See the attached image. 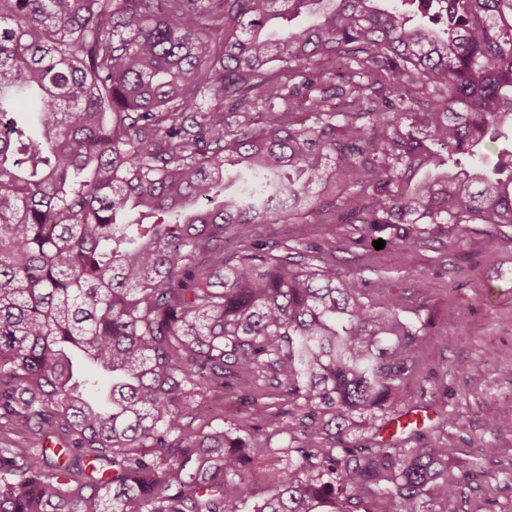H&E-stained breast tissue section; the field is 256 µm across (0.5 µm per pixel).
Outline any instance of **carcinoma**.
I'll return each instance as SVG.
<instances>
[{
    "mask_svg": "<svg viewBox=\"0 0 512 512\" xmlns=\"http://www.w3.org/2000/svg\"><path fill=\"white\" fill-rule=\"evenodd\" d=\"M511 135L512 0H0V427L28 439L0 448V512H396L433 488L457 512L483 472L434 438L306 432L310 473L259 498L255 428L207 396L399 401L423 326L259 227L317 217L397 255L512 226V153L486 154ZM224 387V394L211 401V407L215 415L224 418V427L228 428L230 424L237 423L238 420L252 418L251 410L246 404L244 397L249 394L243 392L235 383Z\"/></svg>",
    "mask_w": 512,
    "mask_h": 512,
    "instance_id": "obj_1",
    "label": "carcinoma"
}]
</instances>
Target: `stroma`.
<instances>
[{
	"label": "stroma",
	"instance_id": "35a3bbf8",
	"mask_svg": "<svg viewBox=\"0 0 512 512\" xmlns=\"http://www.w3.org/2000/svg\"><path fill=\"white\" fill-rule=\"evenodd\" d=\"M339 225L331 246L336 268L362 278L368 302L394 308L425 325L421 360L406 381L401 403L378 412L375 428L360 416L342 420L319 412L307 417L297 402L285 401L291 430L261 427L262 444L250 475L258 494H267L289 464L299 461L303 430L318 440L336 438L340 448L377 446L388 423L415 409L427 410L421 436L406 433L398 448H418L433 436L459 466L480 464V487L459 489L458 512H512V431L500 420L512 406V228L494 224L449 226L440 238L395 255L389 249L354 246ZM480 238L484 250H473ZM495 454H487V447Z\"/></svg>",
	"mask_w": 512,
	"mask_h": 512
}]
</instances>
